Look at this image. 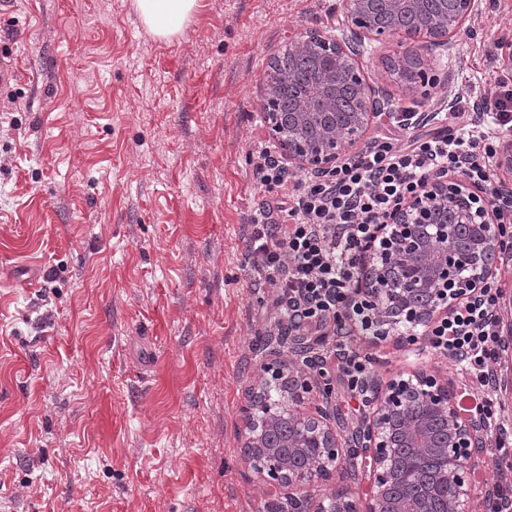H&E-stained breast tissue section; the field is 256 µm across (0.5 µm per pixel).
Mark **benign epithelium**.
<instances>
[{"label":"benign epithelium","mask_w":512,"mask_h":512,"mask_svg":"<svg viewBox=\"0 0 512 512\" xmlns=\"http://www.w3.org/2000/svg\"><path fill=\"white\" fill-rule=\"evenodd\" d=\"M438 14L426 11L427 0H344L339 21L341 36L307 30L288 55L296 64L312 60L309 78L315 92L300 90L291 111L279 94V71L271 69L263 99L268 133L275 154L290 170L328 173L367 144L369 127L393 111L392 94L369 86L357 58L365 41L397 38L412 46L394 64L406 91L440 88L436 105L446 109L455 101L452 78H428L431 62L451 53L466 23L481 11L482 0H437ZM363 91L352 112H339L343 88ZM484 188L465 184L453 172L435 170L416 192L393 205L375 231L387 246L381 277L385 288L373 287L370 269L374 250L365 256V276L359 296L377 312L383 332L398 324H430L448 313L451 304L477 300L491 284L512 248L504 249L493 225L498 210L484 202ZM497 343L512 358V319L496 317ZM302 362L292 370L272 371L252 392L246 414L243 456L265 477L266 496L286 500L288 512H470L467 461L485 456L486 421L479 412L462 413L452 382L431 375L398 378L380 385L364 382L371 413L349 438L337 431L323 403L310 411L305 400L320 386L323 375L313 345L296 346ZM274 384L281 409H264L265 391ZM362 459L367 464L369 493L361 498L337 487L326 502H299L292 490L314 480H326L330 467Z\"/></svg>","instance_id":"benign-epithelium-1"}]
</instances>
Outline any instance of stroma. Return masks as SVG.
I'll return each instance as SVG.
<instances>
[{
  "label": "stroma",
  "mask_w": 512,
  "mask_h": 512,
  "mask_svg": "<svg viewBox=\"0 0 512 512\" xmlns=\"http://www.w3.org/2000/svg\"><path fill=\"white\" fill-rule=\"evenodd\" d=\"M343 0H200L169 42L131 0H14L0 52V512H266L243 461L246 392L293 364V332L246 262L265 195L272 56ZM512 0H483L438 61L457 96L512 85ZM318 342L340 433L363 419ZM380 382L462 368L388 337L351 339ZM512 484V447L476 468L470 508Z\"/></svg>",
  "instance_id": "1"
}]
</instances>
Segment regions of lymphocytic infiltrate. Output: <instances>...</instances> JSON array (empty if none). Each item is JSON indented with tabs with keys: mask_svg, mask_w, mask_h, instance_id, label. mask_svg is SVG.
Instances as JSON below:
<instances>
[{
	"mask_svg": "<svg viewBox=\"0 0 512 512\" xmlns=\"http://www.w3.org/2000/svg\"><path fill=\"white\" fill-rule=\"evenodd\" d=\"M489 102L481 124L473 123L464 98L445 129L415 135L407 122L394 121L392 130L326 176L289 174L270 147L258 148L252 177L271 200L249 217L246 259L272 288L289 330L312 327L321 334L342 320L348 332L377 336V315L357 296L363 256L387 211L435 169L481 183L502 215L500 232L512 231V192L495 174L499 136L512 130V89L502 88ZM496 303V293L487 291L480 304L459 305L421 331L434 353L472 372L478 388L474 408L487 415L494 409L485 389L498 353Z\"/></svg>",
	"mask_w": 512,
	"mask_h": 512,
	"instance_id": "obj_1",
	"label": "lymphocytic infiltrate"
}]
</instances>
